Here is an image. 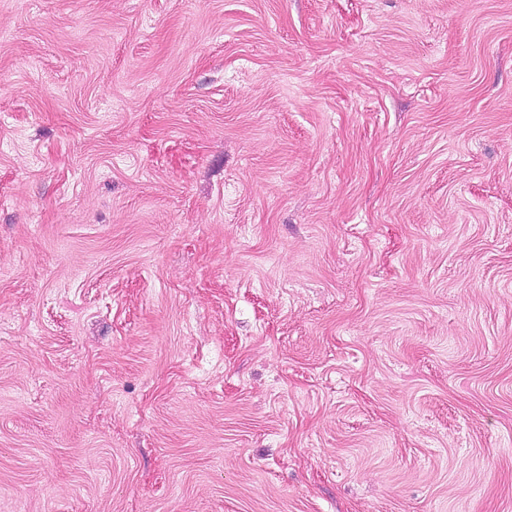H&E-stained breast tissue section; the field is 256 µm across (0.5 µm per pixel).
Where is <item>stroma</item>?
Listing matches in <instances>:
<instances>
[{
  "label": "stroma",
  "instance_id": "obj_1",
  "mask_svg": "<svg viewBox=\"0 0 512 512\" xmlns=\"http://www.w3.org/2000/svg\"><path fill=\"white\" fill-rule=\"evenodd\" d=\"M0 512H512V0H0Z\"/></svg>",
  "mask_w": 512,
  "mask_h": 512
}]
</instances>
